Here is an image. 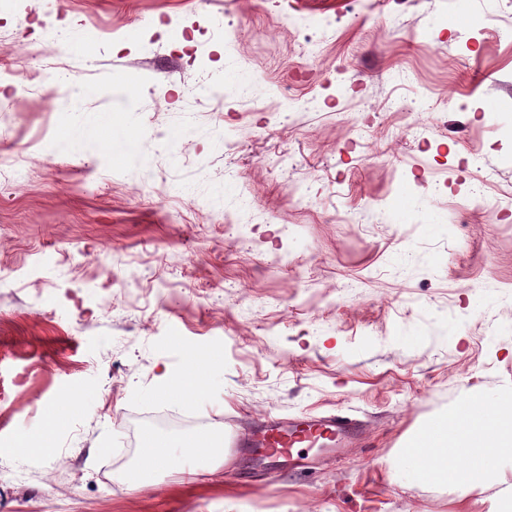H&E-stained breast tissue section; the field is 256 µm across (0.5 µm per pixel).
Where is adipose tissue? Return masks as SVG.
Returning a JSON list of instances; mask_svg holds the SVG:
<instances>
[{
    "label": "adipose tissue",
    "instance_id": "1",
    "mask_svg": "<svg viewBox=\"0 0 512 512\" xmlns=\"http://www.w3.org/2000/svg\"><path fill=\"white\" fill-rule=\"evenodd\" d=\"M512 416V401L501 400L490 409L478 404L462 409L452 425L433 424L427 431V440L415 444L409 451L413 459L411 472L415 480L436 484H455L471 493L483 488L494 475L496 461L484 451L487 443L497 450L512 447V432H503L502 421ZM178 449V456H170V449ZM206 450L203 443L167 439L162 449L145 454L130 478L131 487L148 485L152 474L172 464L198 468Z\"/></svg>",
    "mask_w": 512,
    "mask_h": 512
}]
</instances>
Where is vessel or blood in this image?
<instances>
[{
  "label": "vessel or blood",
  "instance_id": "obj_1",
  "mask_svg": "<svg viewBox=\"0 0 512 512\" xmlns=\"http://www.w3.org/2000/svg\"><path fill=\"white\" fill-rule=\"evenodd\" d=\"M360 433L355 417L339 410L321 417L302 416L288 422L273 421L257 429L243 446L253 457L278 466L290 464L304 468L303 457L296 448L321 446L340 449Z\"/></svg>",
  "mask_w": 512,
  "mask_h": 512
}]
</instances>
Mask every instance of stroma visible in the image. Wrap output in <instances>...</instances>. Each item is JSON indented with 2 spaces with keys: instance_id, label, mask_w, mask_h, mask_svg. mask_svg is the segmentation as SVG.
<instances>
[{
  "instance_id": "obj_1",
  "label": "stroma",
  "mask_w": 512,
  "mask_h": 512,
  "mask_svg": "<svg viewBox=\"0 0 512 512\" xmlns=\"http://www.w3.org/2000/svg\"><path fill=\"white\" fill-rule=\"evenodd\" d=\"M511 25L512 0L0 14V512L512 502L507 464L468 495L402 466L430 421L512 396V143L487 119L512 120ZM77 127L98 147L68 148ZM196 352L215 361L201 401L159 396ZM77 390L53 447L10 452ZM337 409L363 445L308 473L232 445L267 415ZM203 433L223 467L128 486L148 435Z\"/></svg>"
}]
</instances>
